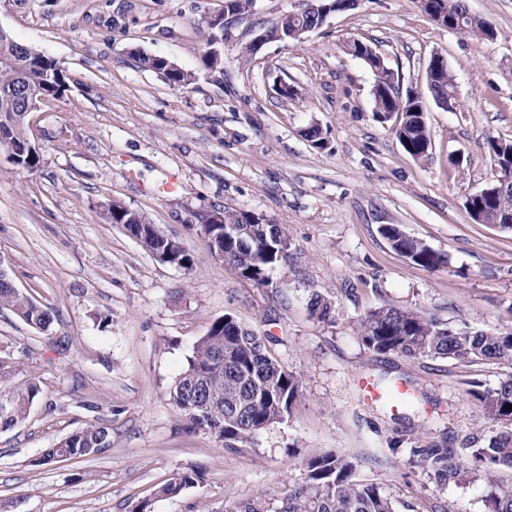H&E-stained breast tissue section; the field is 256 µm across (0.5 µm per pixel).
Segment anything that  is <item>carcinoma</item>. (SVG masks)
I'll use <instances>...</instances> for the list:
<instances>
[{
	"label": "carcinoma",
	"mask_w": 512,
	"mask_h": 512,
	"mask_svg": "<svg viewBox=\"0 0 512 512\" xmlns=\"http://www.w3.org/2000/svg\"><path fill=\"white\" fill-rule=\"evenodd\" d=\"M448 20L462 19L463 33L478 41L494 33L491 23L481 16L467 15L466 0H444ZM297 20L281 16L268 31L280 32L284 41L294 42ZM203 34L204 50L200 68L217 82L224 78V54L216 44L224 40L222 29L211 17L198 21ZM139 68L160 76L171 85L195 83L193 71L167 66L166 58L141 53L135 56ZM18 82L17 69L0 61V115L21 111L13 95ZM31 85L37 95L58 99L67 89V76L58 63L43 57V66L33 73ZM434 87L441 101L455 91L451 72L444 71ZM374 113L385 111L410 113L406 125L408 143L402 145L407 154L419 160L430 156L427 145L431 139L429 127L416 120L422 110L420 101L410 94L403 96L389 84L372 93ZM491 158L501 159L507 177L512 179V159L508 145L496 139L488 140ZM479 204L512 219V184L507 189L483 197ZM224 224H217L215 243H224V260L237 274L257 285H264L268 272L287 261L279 256L278 242L288 240L280 224H251L246 213L226 207ZM128 230L141 238L143 247L151 251L160 245L168 247L169 264L189 269L193 259L181 243L166 236L159 228L146 224H130ZM381 234L399 255L425 269L433 270L448 263V257L421 239L406 236L396 225L385 224ZM0 308L12 311L24 323L48 330L55 318L52 309L36 302L17 290L11 278L0 279ZM311 312L325 320L331 302L319 293L309 299ZM226 315L214 321L208 331L193 344L187 365L169 388L172 404L189 422L191 428H206L234 446L251 440L271 425L284 421L303 386L302 377L282 365L271 353L266 338L255 329L246 327ZM359 338L374 353L394 352L407 358H448L474 364L497 361L512 366V328L488 334L469 327L453 328L438 318L418 311L400 308L384 301L359 322ZM12 366L0 360V430L16 429L26 421L30 408L41 394V387L30 382L24 387L11 384ZM466 394L482 417L496 423L501 431L483 447L470 449V457L453 448H413L411 462L427 479L442 486L463 481L484 485L487 512H512V481L497 474L501 467L512 469V376L494 388L476 380L466 382ZM112 444V429L89 426L77 430L56 443V448L42 460L44 464L77 459L90 454L92 448ZM304 478L288 489L279 512H396L395 501L380 483L357 472V465L333 451L316 453L303 463ZM197 481L194 471H182L166 480L159 492L178 496Z\"/></svg>",
	"instance_id": "carcinoma-1"
}]
</instances>
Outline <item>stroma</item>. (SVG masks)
<instances>
[{"label": "stroma", "instance_id": "stroma-1", "mask_svg": "<svg viewBox=\"0 0 512 512\" xmlns=\"http://www.w3.org/2000/svg\"><path fill=\"white\" fill-rule=\"evenodd\" d=\"M495 37L479 42L432 22L416 0H359L303 43L242 47L307 0H254L224 27V81L198 71L197 22L224 0H0V28L55 59L68 87L29 116L39 166L0 154V256L15 285L52 308L49 330L0 310V353L12 382L42 389L26 422L0 431V512H238L261 499L279 512L308 455L335 451L375 479L398 512H485L479 483H428L410 448L486 445L499 431L464 392L512 377V366L411 360L367 350L358 323L382 301L488 333L512 328V232L469 219L464 203L496 175L489 139L512 140V0H467ZM371 43L414 89L431 131L428 160L409 156L373 113L374 76L344 45ZM198 72L188 88L141 70L130 48ZM452 71L460 105L426 91L432 53ZM283 81L298 91L280 96ZM319 127L320 144L307 136ZM176 176L175 192L164 189ZM139 212L193 257L154 258L105 211ZM225 207L283 225L288 260L266 285L213 253L200 218ZM393 224L448 256L428 270L393 251ZM331 301L312 315V292ZM233 316L266 336L304 385L290 416L239 448L189 429L169 399L193 343ZM406 380L410 409L367 402L359 379ZM97 424L112 444L39 464L43 451ZM198 472L174 498L164 480Z\"/></svg>", "mask_w": 512, "mask_h": 512}]
</instances>
